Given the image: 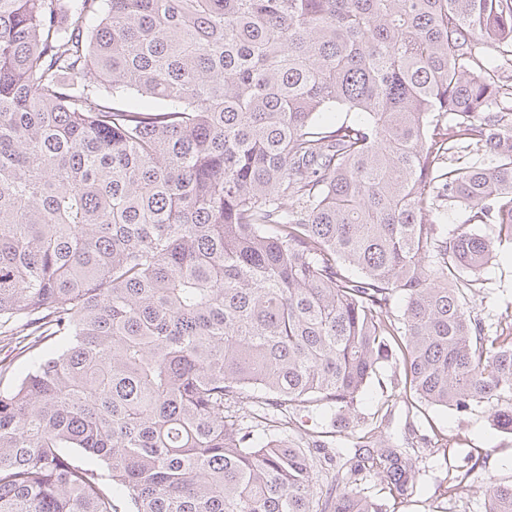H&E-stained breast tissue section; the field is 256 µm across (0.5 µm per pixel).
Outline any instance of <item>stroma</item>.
Here are the masks:
<instances>
[{
  "instance_id": "stroma-1",
  "label": "stroma",
  "mask_w": 512,
  "mask_h": 512,
  "mask_svg": "<svg viewBox=\"0 0 512 512\" xmlns=\"http://www.w3.org/2000/svg\"><path fill=\"white\" fill-rule=\"evenodd\" d=\"M483 288L472 305L488 329H495L502 315L512 314V247L503 245L498 257L480 272ZM398 371L384 366L358 398L355 410L363 428H379L386 445L421 449L426 479L419 494L402 500L390 497L375 477L361 487L368 496L384 500L388 512H484L480 488L489 479L512 477V433L499 431L491 411L476 407L466 412L430 408L419 413L401 398ZM290 438L313 436L328 448L351 447L353 438L320 406L295 411L288 429ZM467 470L466 489L446 491L448 472Z\"/></svg>"
}]
</instances>
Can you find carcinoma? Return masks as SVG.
Instances as JSON below:
<instances>
[{
  "mask_svg": "<svg viewBox=\"0 0 512 512\" xmlns=\"http://www.w3.org/2000/svg\"><path fill=\"white\" fill-rule=\"evenodd\" d=\"M511 54L512 0H0V512H387L360 482L408 498L420 449L285 432L356 433L390 362L512 431V321L471 305L512 243ZM465 216L466 213L463 207L448 209V217L445 220L446 224H442V228L445 232H448V237L452 238L463 230L480 233L488 232V228L483 224H464ZM292 424L288 429L290 439L297 440L300 436L307 437V434L315 435L310 437L318 441L317 444L325 445V448H352V442L356 439L336 424V417L331 420V413L321 406L312 405L309 408H300L292 416Z\"/></svg>",
  "mask_w": 512,
  "mask_h": 512,
  "instance_id": "cac0c4a2",
  "label": "carcinoma"
}]
</instances>
